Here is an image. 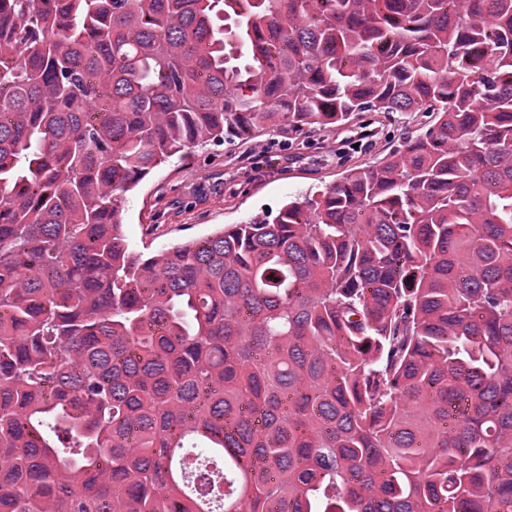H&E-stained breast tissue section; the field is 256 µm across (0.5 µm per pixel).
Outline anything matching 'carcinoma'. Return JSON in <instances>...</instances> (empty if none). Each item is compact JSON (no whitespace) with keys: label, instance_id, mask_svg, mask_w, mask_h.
Wrapping results in <instances>:
<instances>
[{"label":"carcinoma","instance_id":"carcinoma-1","mask_svg":"<svg viewBox=\"0 0 512 512\" xmlns=\"http://www.w3.org/2000/svg\"><path fill=\"white\" fill-rule=\"evenodd\" d=\"M430 112L144 255L192 146ZM0 512H512V0H0Z\"/></svg>","mask_w":512,"mask_h":512}]
</instances>
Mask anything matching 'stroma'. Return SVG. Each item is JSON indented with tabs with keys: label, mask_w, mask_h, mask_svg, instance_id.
<instances>
[{
	"label": "stroma",
	"mask_w": 512,
	"mask_h": 512,
	"mask_svg": "<svg viewBox=\"0 0 512 512\" xmlns=\"http://www.w3.org/2000/svg\"><path fill=\"white\" fill-rule=\"evenodd\" d=\"M430 119L424 112H362L333 132L284 128L193 148L126 193L125 234L132 249L149 255L254 216L273 219L294 195L336 182L353 164L375 161L404 137L424 132Z\"/></svg>",
	"instance_id": "obj_1"
}]
</instances>
